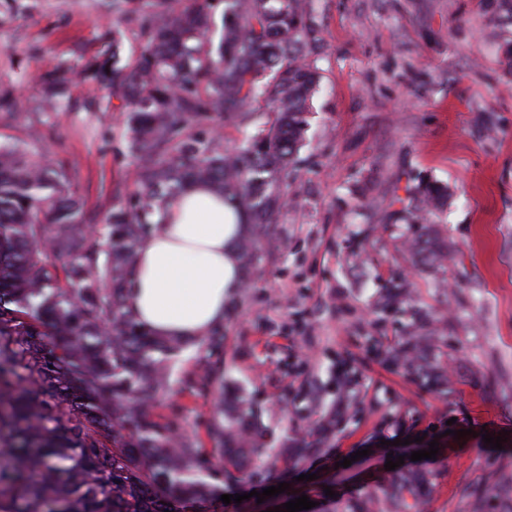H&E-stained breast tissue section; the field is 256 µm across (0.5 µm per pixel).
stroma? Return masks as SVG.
<instances>
[{
  "instance_id": "1",
  "label": "stroma",
  "mask_w": 512,
  "mask_h": 512,
  "mask_svg": "<svg viewBox=\"0 0 512 512\" xmlns=\"http://www.w3.org/2000/svg\"><path fill=\"white\" fill-rule=\"evenodd\" d=\"M310 12L321 83L275 243L243 266L223 352L186 346L151 411L208 451L219 393L191 391L190 376L222 378L256 411L265 459L192 512H273L302 495L310 512L361 501L388 512L396 472L385 463L400 456V470L431 481L411 512H512V23L491 0H310ZM111 24L102 0H0V95L18 112L0 143L64 163L95 224L134 166L122 101L80 76L72 112L37 137L25 114L42 75L98 60ZM427 182L448 189L433 218L440 266L418 262L407 245L417 225L392 217L393 199ZM399 283L407 295L384 311ZM411 337L443 389L394 359ZM434 440L435 458L411 460ZM226 493L242 503L224 504Z\"/></svg>"
}]
</instances>
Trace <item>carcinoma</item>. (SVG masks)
I'll list each match as a JSON object with an SVG mask.
<instances>
[{"instance_id":"obj_1","label":"carcinoma","mask_w":512,"mask_h":512,"mask_svg":"<svg viewBox=\"0 0 512 512\" xmlns=\"http://www.w3.org/2000/svg\"><path fill=\"white\" fill-rule=\"evenodd\" d=\"M112 0V13L138 14L146 47L136 60H97L84 75L103 98L120 96L136 159L134 190L112 205L103 232L71 191L69 171L0 144V512H178L186 500L248 475L260 435L240 402L211 428L213 452L150 414L170 386L168 358L181 340L155 336L127 311L137 252L162 211L205 185L251 225L239 242L249 261L272 246L288 169L307 130L320 74L309 59L317 40L305 0ZM47 98L30 132L69 106L66 77L48 75ZM264 128L224 151L216 118ZM428 183L408 192L412 223L447 201ZM432 260L430 230L413 240ZM68 263L57 268L55 260ZM423 474L400 476L387 492L391 512L426 494Z\"/></svg>"}]
</instances>
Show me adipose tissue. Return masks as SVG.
<instances>
[{
  "label": "adipose tissue",
  "instance_id": "obj_1",
  "mask_svg": "<svg viewBox=\"0 0 512 512\" xmlns=\"http://www.w3.org/2000/svg\"><path fill=\"white\" fill-rule=\"evenodd\" d=\"M242 217L210 188L170 204L140 246L126 307L151 333L198 340L243 286Z\"/></svg>",
  "mask_w": 512,
  "mask_h": 512
}]
</instances>
